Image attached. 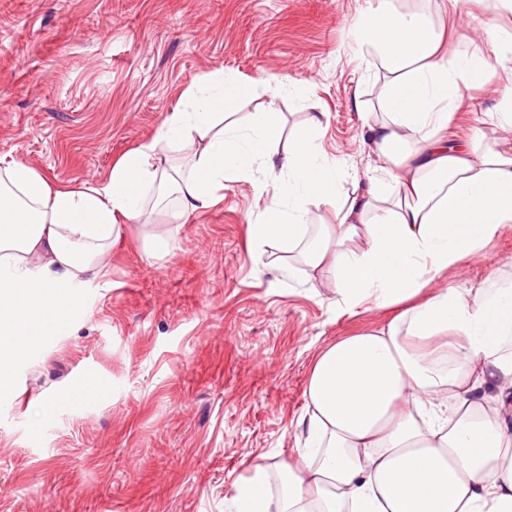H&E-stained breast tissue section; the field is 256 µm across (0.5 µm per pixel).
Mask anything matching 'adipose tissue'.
<instances>
[{
  "label": "adipose tissue",
  "mask_w": 512,
  "mask_h": 512,
  "mask_svg": "<svg viewBox=\"0 0 512 512\" xmlns=\"http://www.w3.org/2000/svg\"><path fill=\"white\" fill-rule=\"evenodd\" d=\"M478 34L485 48L459 52L391 0L358 17L357 51L381 86L362 135L376 172L349 192L318 142L323 113L288 141L275 108L237 120L250 86L233 71L190 85L104 184L59 186L0 157V396L29 350L69 332L76 282L101 276L124 225L160 208L184 224L228 184H270L248 222L256 256L331 266L338 314H393L316 355L298 459L254 463L227 512H512V284L432 285L512 226V95L491 131L448 141L454 116L512 64L511 31ZM320 210L335 223L312 225Z\"/></svg>",
  "instance_id": "adipose-tissue-1"
}]
</instances>
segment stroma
I'll return each mask as SVG.
<instances>
[{"mask_svg":"<svg viewBox=\"0 0 512 512\" xmlns=\"http://www.w3.org/2000/svg\"><path fill=\"white\" fill-rule=\"evenodd\" d=\"M377 4L0 0V155L61 186L98 184L155 137L188 86L223 68L252 85L239 119L275 104L288 139L325 113L323 150L365 175L374 160L360 133L378 85L350 26ZM470 8L471 22H447L460 50L476 46L472 21L512 27L494 0ZM275 75L307 84V97L282 95ZM511 89L478 94L449 136L489 129L486 109ZM262 207L239 182L189 223L159 213L113 243L102 276L78 285L72 332L32 350L0 398V512H224L253 463L297 457L315 355L391 313L337 316L331 272L253 258L246 224ZM151 234L169 239L168 254L148 258ZM495 278L512 279V227L435 283ZM86 378L99 394L71 398ZM50 396L57 408L40 417Z\"/></svg>","mask_w":512,"mask_h":512,"instance_id":"obj_1","label":"stroma"}]
</instances>
